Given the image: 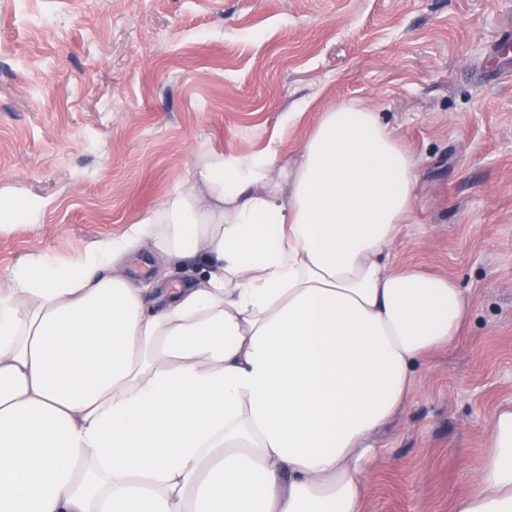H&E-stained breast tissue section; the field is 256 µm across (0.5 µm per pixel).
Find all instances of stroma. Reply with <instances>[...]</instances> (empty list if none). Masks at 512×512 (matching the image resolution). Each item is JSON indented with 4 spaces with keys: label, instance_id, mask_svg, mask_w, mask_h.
Instances as JSON below:
<instances>
[{
    "label": "stroma",
    "instance_id": "stroma-1",
    "mask_svg": "<svg viewBox=\"0 0 512 512\" xmlns=\"http://www.w3.org/2000/svg\"><path fill=\"white\" fill-rule=\"evenodd\" d=\"M344 103L422 159L391 266L470 304L379 434L363 512H452L512 406V0H0V289L125 235L200 155L291 157ZM120 270L175 287L203 265Z\"/></svg>",
    "mask_w": 512,
    "mask_h": 512
}]
</instances>
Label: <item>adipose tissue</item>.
I'll use <instances>...</instances> for the list:
<instances>
[{
  "instance_id": "obj_1",
  "label": "adipose tissue",
  "mask_w": 512,
  "mask_h": 512,
  "mask_svg": "<svg viewBox=\"0 0 512 512\" xmlns=\"http://www.w3.org/2000/svg\"><path fill=\"white\" fill-rule=\"evenodd\" d=\"M420 159L373 108L324 112L296 157L199 160L188 187L76 263L0 290V512H361L376 437L469 315L386 258ZM209 272L148 290L142 242ZM453 512H512V408Z\"/></svg>"
}]
</instances>
